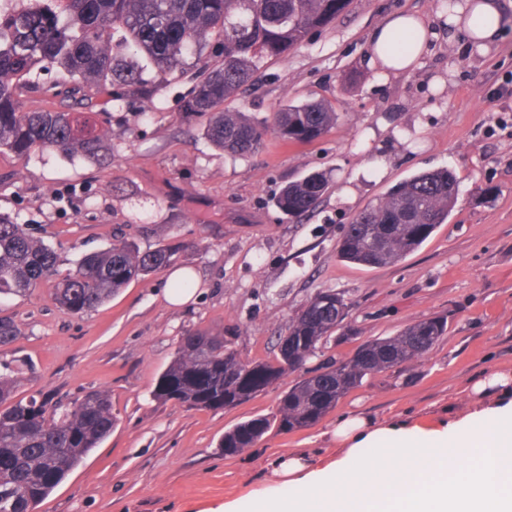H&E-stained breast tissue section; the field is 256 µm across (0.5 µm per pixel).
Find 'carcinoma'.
I'll return each instance as SVG.
<instances>
[{
	"label": "carcinoma",
	"mask_w": 512,
	"mask_h": 512,
	"mask_svg": "<svg viewBox=\"0 0 512 512\" xmlns=\"http://www.w3.org/2000/svg\"><path fill=\"white\" fill-rule=\"evenodd\" d=\"M0 6V152L26 158L50 150L65 158H103L108 130L96 107L151 91L159 78L180 70L188 56L217 53L182 100V111L210 115L204 136L231 157L261 145L262 130L224 101L254 88L272 60L284 58L342 15L351 0H20ZM54 67L62 80L50 86L64 99L82 94L80 109L23 112L17 88L38 66ZM339 113L322 101L289 102L272 125L288 142H313L336 127ZM328 187L321 172L288 183L276 206L288 216L310 211ZM458 198L448 170L424 172L393 187L360 211L340 245V257L366 266L404 259L443 223ZM167 250L142 252L117 239L83 254L75 270L57 281L52 299L68 314L101 306L132 281L158 270ZM57 275V256L25 225L0 214V296L32 291ZM298 311L279 337L272 362L246 363L224 337L197 332L181 338L161 375L156 398L206 410L249 400L278 383L291 365L304 366L345 319L337 293L320 292ZM442 317L411 324L393 336L367 341L354 356L313 371L291 386L271 417L244 421L224 433L219 447L236 455L253 448L272 428L291 431L318 422L344 395L375 373L409 365L445 335ZM19 335L14 320L0 318V347ZM115 425L105 390L61 410L48 397L15 398L14 381L0 376V512H36L38 505Z\"/></svg>",
	"instance_id": "cac0c4a2"
}]
</instances>
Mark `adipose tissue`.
<instances>
[{"mask_svg": "<svg viewBox=\"0 0 512 512\" xmlns=\"http://www.w3.org/2000/svg\"><path fill=\"white\" fill-rule=\"evenodd\" d=\"M449 39L487 54L504 24L502 0H439ZM411 34L407 50L387 52L394 34ZM438 28L401 12L372 33L367 66L382 77L420 68ZM485 425L468 420L423 430L404 422L351 419L337 426L341 448L323 468L301 455L279 462L292 497H264L258 512H512V400L485 409ZM373 456H366V449Z\"/></svg>", "mask_w": 512, "mask_h": 512, "instance_id": "1", "label": "adipose tissue"}]
</instances>
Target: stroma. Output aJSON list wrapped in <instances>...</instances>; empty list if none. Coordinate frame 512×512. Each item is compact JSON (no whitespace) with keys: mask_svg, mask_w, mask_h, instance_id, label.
I'll return each mask as SVG.
<instances>
[{"mask_svg":"<svg viewBox=\"0 0 512 512\" xmlns=\"http://www.w3.org/2000/svg\"><path fill=\"white\" fill-rule=\"evenodd\" d=\"M437 2L352 0L330 26L269 63L256 92L229 104L262 121L288 101L330 103L339 122L314 142L269 131L244 158L212 147L203 136L208 115L181 110L200 71L191 58L152 95L108 105L100 116L111 131L106 162L0 153V213L57 252L59 275L120 238L172 254L169 267L82 315L62 313L48 283L0 299V316L21 329L0 348V375L18 380V397L42 392L70 406L104 389L116 419L38 512H217L227 503L250 512L269 491L293 495L275 473L281 458L302 453L317 468L335 460L343 420L477 423L496 402L474 387L512 378V21L484 56L441 39L422 68L387 81L365 64L378 25L402 11L437 21ZM440 169L453 172L458 200L417 250L383 267L339 258L360 210ZM313 171L330 175L326 193L305 215H285L276 197ZM181 266L196 271V293L173 307L166 278ZM321 291L340 294L347 315L311 369L428 317L444 316L447 331L418 362L366 377L313 426L270 430L237 455L220 448L225 431L272 416L301 372L231 409L155 398L183 336L220 333L242 360L270 361L290 319Z\"/></svg>","mask_w":512,"mask_h":512,"instance_id":"1","label":"stroma"}]
</instances>
